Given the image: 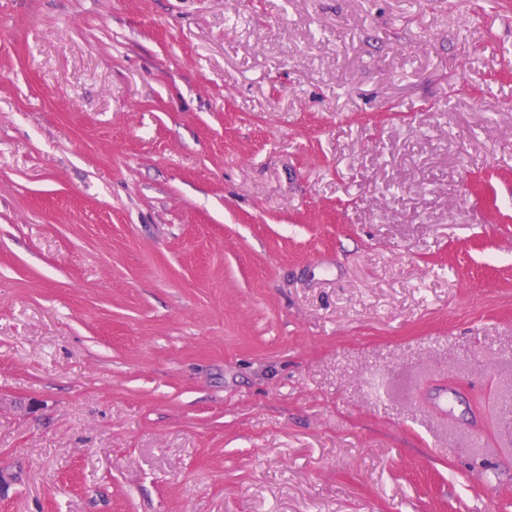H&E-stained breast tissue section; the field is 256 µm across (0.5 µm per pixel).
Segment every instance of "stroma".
I'll return each mask as SVG.
<instances>
[{
  "mask_svg": "<svg viewBox=\"0 0 512 512\" xmlns=\"http://www.w3.org/2000/svg\"><path fill=\"white\" fill-rule=\"evenodd\" d=\"M0 512H512V0H0Z\"/></svg>",
  "mask_w": 512,
  "mask_h": 512,
  "instance_id": "obj_1",
  "label": "stroma"
}]
</instances>
